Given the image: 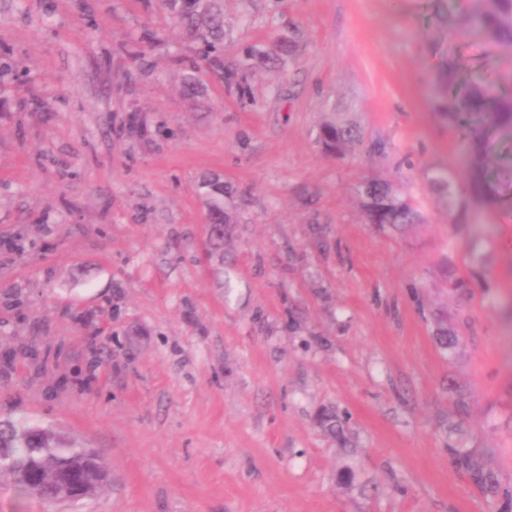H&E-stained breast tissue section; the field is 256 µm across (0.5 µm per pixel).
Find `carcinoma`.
I'll return each instance as SVG.
<instances>
[{
	"label": "carcinoma",
	"instance_id": "1",
	"mask_svg": "<svg viewBox=\"0 0 512 512\" xmlns=\"http://www.w3.org/2000/svg\"><path fill=\"white\" fill-rule=\"evenodd\" d=\"M162 7L181 25L184 38L199 46L201 57L215 70H223L224 7L223 0H161ZM440 22L448 27V38L461 33L474 35L512 56V0H467L465 7ZM444 89L447 97L448 123L464 131L468 165L482 175L479 191H492L487 173L490 149L495 138L512 139V67L493 69L462 79L455 64L448 65ZM318 143L324 154L343 157L364 144L363 128L352 113H331L319 127ZM426 179L448 210H465L463 198L454 186L450 173L431 169ZM210 199L214 223H224V182L205 178L201 183ZM374 224H390L403 228L422 220L420 203L409 192L375 177L360 179L354 187ZM321 424L338 442H345L344 428L334 414L323 416ZM448 455L454 466L464 472L484 494L509 495L501 489L495 474L482 461L474 448H459L448 443ZM82 467L80 449L68 445L56 434L48 444L37 437L35 425L25 417L0 419V475L21 494L41 503H54L57 494L52 477L69 468ZM111 475L109 464L96 457L95 470L88 474L93 481V495L103 491L100 483Z\"/></svg>",
	"mask_w": 512,
	"mask_h": 512
}]
</instances>
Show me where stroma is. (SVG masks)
I'll list each match as a JSON object with an SVG mask.
<instances>
[{
	"instance_id": "1",
	"label": "stroma",
	"mask_w": 512,
	"mask_h": 512,
	"mask_svg": "<svg viewBox=\"0 0 512 512\" xmlns=\"http://www.w3.org/2000/svg\"><path fill=\"white\" fill-rule=\"evenodd\" d=\"M462 4L224 0L219 75L160 0H0V415L111 464L60 512H512L448 456L484 449L512 488V204L452 224L424 177L468 191L438 78L498 61L438 24ZM283 40L281 72L244 58ZM347 108L365 143L325 156ZM368 175L423 223H368ZM210 199V211L214 224H224V194H228L224 182L217 178H205L201 183Z\"/></svg>"
}]
</instances>
